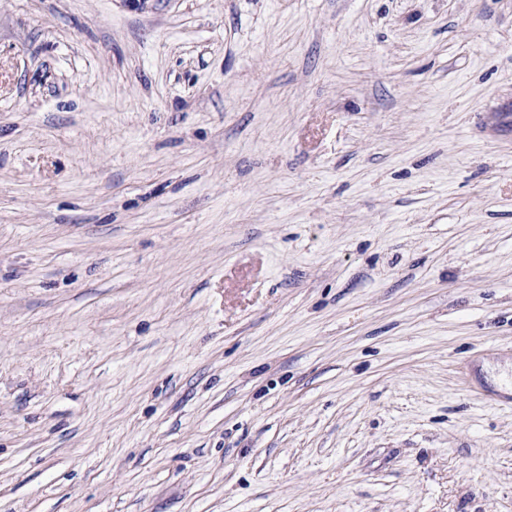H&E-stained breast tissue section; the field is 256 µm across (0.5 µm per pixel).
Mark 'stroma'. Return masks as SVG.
<instances>
[{"label": "stroma", "instance_id": "stroma-1", "mask_svg": "<svg viewBox=\"0 0 512 512\" xmlns=\"http://www.w3.org/2000/svg\"><path fill=\"white\" fill-rule=\"evenodd\" d=\"M512 0H0V512H512Z\"/></svg>", "mask_w": 512, "mask_h": 512}]
</instances>
